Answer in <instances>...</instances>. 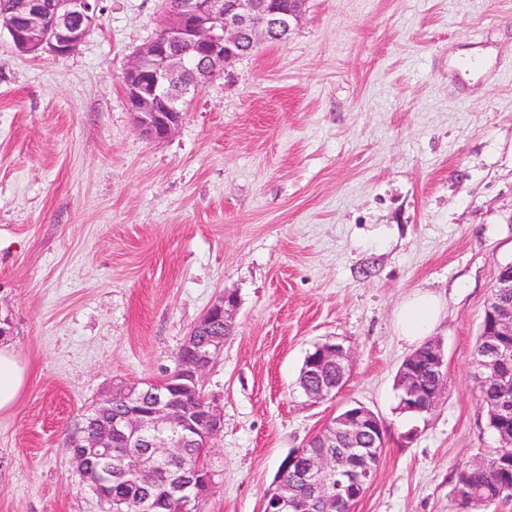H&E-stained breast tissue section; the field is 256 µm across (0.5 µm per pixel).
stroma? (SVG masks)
Segmentation results:
<instances>
[{
  "instance_id": "35a3bbf8",
  "label": "stroma",
  "mask_w": 512,
  "mask_h": 512,
  "mask_svg": "<svg viewBox=\"0 0 512 512\" xmlns=\"http://www.w3.org/2000/svg\"><path fill=\"white\" fill-rule=\"evenodd\" d=\"M166 7L99 0L66 56L0 35V319L30 370L0 413V512H111L71 434L113 384L173 371L224 293L199 512H261L282 460L356 402L386 437L352 512H456L454 467L495 444L471 359L512 262V0H307L287 42L228 65L154 141L121 76ZM418 290L442 302L448 383L411 417L395 316ZM329 339L350 375L314 402L298 378Z\"/></svg>"
}]
</instances>
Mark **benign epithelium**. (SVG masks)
Wrapping results in <instances>:
<instances>
[{"label": "benign epithelium", "instance_id": "1", "mask_svg": "<svg viewBox=\"0 0 512 512\" xmlns=\"http://www.w3.org/2000/svg\"><path fill=\"white\" fill-rule=\"evenodd\" d=\"M98 0H17L14 15L0 18L15 50L25 56L75 52L96 22ZM306 0H168L155 37L140 48L122 75L127 103L139 130L154 140L169 138L178 128L188 104L203 86L233 61L251 53L263 43L288 40L300 24ZM187 45L190 51L182 52ZM496 302L488 311L485 343L479 359L489 376L499 381L498 401L503 411L512 407V262L498 269L495 277ZM236 297L222 294L207 309L185 339V346L196 343V336L212 333V321L221 320L223 329L215 332L214 349L197 350L190 356H176L175 369L161 381L144 380L123 385L98 402L109 409L125 406L92 435L81 426L69 441L73 459L86 482L101 498L121 500L140 486L153 482L159 471L177 459L184 448H208L223 427L217 406L206 405L204 425L197 424L185 408L186 398L198 391L202 376L213 357L224 348V337L234 328ZM312 381L307 394L314 401L329 397L342 388L349 373L351 351L328 340L307 356ZM431 369L439 379L448 378L442 347L433 349ZM336 370V380L326 373ZM384 426L368 407L359 405L341 414L328 425L324 447L328 455L308 457L302 448L282 462L275 482L263 499V512H301L292 496L293 482L311 488L323 502L336 503L344 512L372 468L382 445L378 444ZM143 444L155 449L149 462L137 464L129 484L112 485L106 468L94 466L112 452ZM192 479L175 485L167 497L170 509H188L205 497L213 486L212 473L202 474L200 466L191 470Z\"/></svg>", "mask_w": 512, "mask_h": 512}]
</instances>
